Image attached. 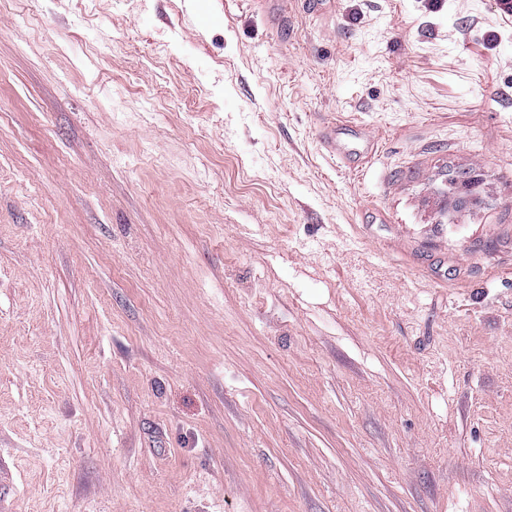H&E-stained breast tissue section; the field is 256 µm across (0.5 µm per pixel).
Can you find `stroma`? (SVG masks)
Masks as SVG:
<instances>
[{
    "mask_svg": "<svg viewBox=\"0 0 512 512\" xmlns=\"http://www.w3.org/2000/svg\"><path fill=\"white\" fill-rule=\"evenodd\" d=\"M0 512H512L496 0H0ZM352 123L347 120L328 123L322 131L323 142L331 152L338 153L344 158L367 157L375 147V143L370 138L363 139L361 149L349 147V144L343 139V136H353L356 129L351 125ZM480 179L475 173L470 177V181L460 183L443 196L448 198V218L451 219L457 208L462 204L476 205L480 202L481 194L479 191Z\"/></svg>",
    "mask_w": 512,
    "mask_h": 512,
    "instance_id": "stroma-1",
    "label": "stroma"
}]
</instances>
